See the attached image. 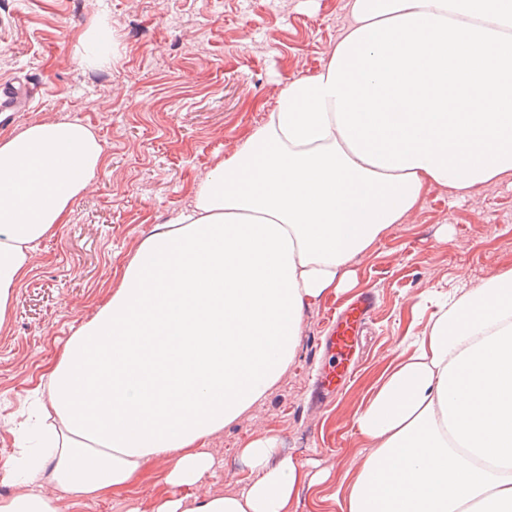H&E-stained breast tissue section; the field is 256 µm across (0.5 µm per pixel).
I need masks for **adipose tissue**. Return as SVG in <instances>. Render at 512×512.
I'll use <instances>...</instances> for the list:
<instances>
[{
  "label": "adipose tissue",
  "instance_id": "ef3b65f1",
  "mask_svg": "<svg viewBox=\"0 0 512 512\" xmlns=\"http://www.w3.org/2000/svg\"><path fill=\"white\" fill-rule=\"evenodd\" d=\"M352 22L190 205L114 270L47 373V457L12 460L0 512H62L164 473L151 512H291L306 473L243 446L242 493L198 498L213 437L287 373L306 308L410 223L433 187L512 173V0H352ZM78 119L0 135V327L37 242L103 169ZM339 512H512V266L446 301L355 418Z\"/></svg>",
  "mask_w": 512,
  "mask_h": 512
}]
</instances>
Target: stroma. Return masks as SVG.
<instances>
[{"label":"stroma","mask_w":512,"mask_h":512,"mask_svg":"<svg viewBox=\"0 0 512 512\" xmlns=\"http://www.w3.org/2000/svg\"><path fill=\"white\" fill-rule=\"evenodd\" d=\"M100 20L112 26V59L90 66L80 39ZM349 20V0H0V79L17 75L41 91L0 133L43 117L79 119L103 141L107 163L68 222L36 243L0 330V463L25 445L33 391L104 302L114 267L189 206L228 143L266 121L277 88L319 68ZM508 265L512 174L470 195L430 189L413 223L394 225L354 262V288L305 309L288 373L212 439L216 463L196 494L241 492L252 474L239 450L270 434L281 454L309 467L295 512H337L336 491L361 450L354 417L396 355L412 350L445 297ZM367 290L378 309L354 371L312 406L332 312ZM160 491L151 481L78 512H145Z\"/></svg>","instance_id":"1"}]
</instances>
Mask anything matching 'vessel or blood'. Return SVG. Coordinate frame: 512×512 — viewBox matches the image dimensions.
I'll return each mask as SVG.
<instances>
[{
	"label": "vessel or blood",
	"mask_w": 512,
	"mask_h": 512,
	"mask_svg": "<svg viewBox=\"0 0 512 512\" xmlns=\"http://www.w3.org/2000/svg\"><path fill=\"white\" fill-rule=\"evenodd\" d=\"M33 97L34 90L29 82L16 79L1 84L0 112L25 111ZM376 305L375 293H363L332 320L328 329L327 345L332 352L334 363L321 375L318 386L320 396L333 394L346 380L354 364L358 338L368 324Z\"/></svg>",
	"instance_id": "1"
}]
</instances>
